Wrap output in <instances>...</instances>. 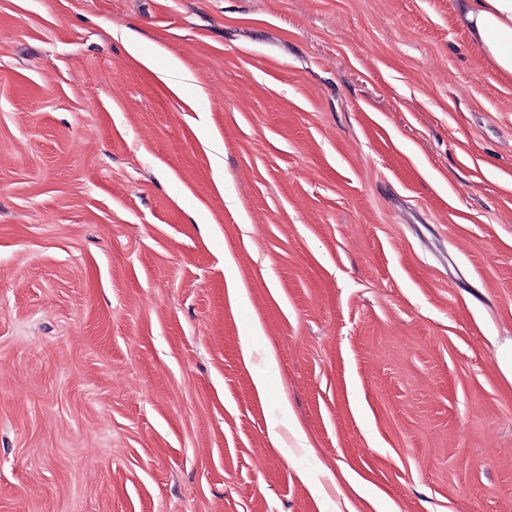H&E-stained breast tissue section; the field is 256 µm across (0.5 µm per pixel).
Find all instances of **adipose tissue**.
Returning <instances> with one entry per match:
<instances>
[{"label": "adipose tissue", "mask_w": 512, "mask_h": 512, "mask_svg": "<svg viewBox=\"0 0 512 512\" xmlns=\"http://www.w3.org/2000/svg\"><path fill=\"white\" fill-rule=\"evenodd\" d=\"M455 22L482 58L512 81V0H457Z\"/></svg>", "instance_id": "ef3b65f1"}]
</instances>
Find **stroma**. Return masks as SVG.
I'll return each instance as SVG.
<instances>
[{
    "label": "stroma",
    "mask_w": 512,
    "mask_h": 512,
    "mask_svg": "<svg viewBox=\"0 0 512 512\" xmlns=\"http://www.w3.org/2000/svg\"><path fill=\"white\" fill-rule=\"evenodd\" d=\"M454 2L0 0V512H512V82ZM125 48L128 55L138 64L146 69H155V57L163 52L159 46L155 47L154 52H147L143 44L138 40H130L126 42ZM264 338L263 328L260 322L254 321L248 326L242 336V357L246 366H252V360L257 340Z\"/></svg>",
    "instance_id": "obj_1"
}]
</instances>
